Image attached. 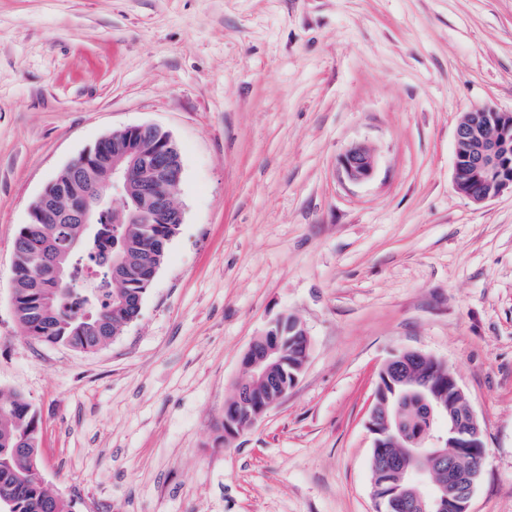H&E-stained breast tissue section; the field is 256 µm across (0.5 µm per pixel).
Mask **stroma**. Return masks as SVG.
<instances>
[{
  "label": "stroma",
  "instance_id": "obj_1",
  "mask_svg": "<svg viewBox=\"0 0 512 512\" xmlns=\"http://www.w3.org/2000/svg\"><path fill=\"white\" fill-rule=\"evenodd\" d=\"M512 113V0H0V392L77 512H375L378 372L446 363L487 455L471 512H512V194L455 186L460 117ZM180 153L184 222L137 319L79 352L25 336L13 239L104 135ZM355 143L376 156L348 181ZM296 385L224 439L243 355L280 313ZM420 369H444V365L436 358L426 355L418 350H403L390 357L381 367L378 373L377 388L373 397V403L370 409L366 426L373 436H383L384 432L379 430L378 423L383 422L389 426L390 423V405L388 398L382 399V395L387 393L386 384L395 391V384L399 383L405 371L415 368Z\"/></svg>",
  "mask_w": 512,
  "mask_h": 512
}]
</instances>
